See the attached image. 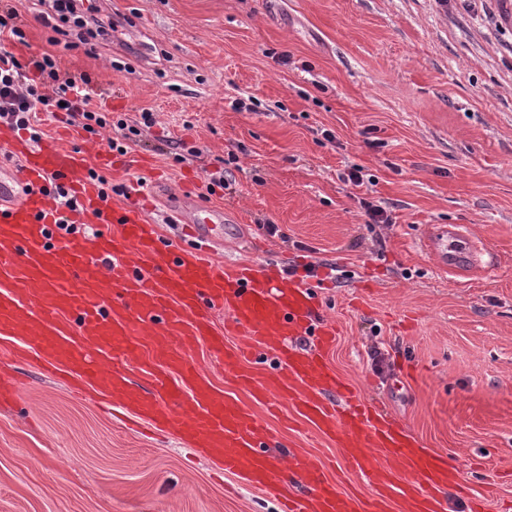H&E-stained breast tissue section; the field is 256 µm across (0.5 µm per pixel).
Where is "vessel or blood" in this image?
Instances as JSON below:
<instances>
[{
    "mask_svg": "<svg viewBox=\"0 0 512 512\" xmlns=\"http://www.w3.org/2000/svg\"><path fill=\"white\" fill-rule=\"evenodd\" d=\"M78 152L45 145L24 153L20 168L0 167V403L21 387L13 360L36 356L72 377L79 388L109 397L157 429L175 432L189 446L217 459L228 475H242L278 500L281 512H442V494L461 476L442 456L414 447L402 429L356 404L350 387L330 369L325 352L336 331L317 312L310 285L272 263L224 267L198 249L162 247L154 225L127 210L112 213L115 232L57 235L61 212L43 188L66 182L81 204L72 221H95L106 204L82 175ZM441 269L479 266L483 247L454 224L429 239ZM227 311L223 331L215 310ZM292 336L312 341L309 352L288 347ZM221 353L225 367L257 398H288L299 414L340 449L370 488L360 496L341 490L320 460L288 453L281 470L266 422L224 399L193 362L199 342ZM274 360L261 380L244 364ZM146 369L167 404L134 388L131 367Z\"/></svg>",
    "mask_w": 512,
    "mask_h": 512,
    "instance_id": "1",
    "label": "vessel or blood"
}]
</instances>
